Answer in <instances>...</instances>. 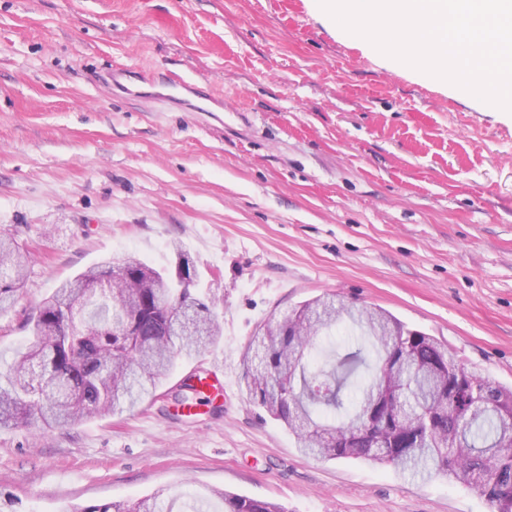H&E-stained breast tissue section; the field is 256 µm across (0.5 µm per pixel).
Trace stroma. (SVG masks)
<instances>
[{
  "mask_svg": "<svg viewBox=\"0 0 512 512\" xmlns=\"http://www.w3.org/2000/svg\"><path fill=\"white\" fill-rule=\"evenodd\" d=\"M116 67L207 80L223 125L108 88ZM30 286L0 357L59 283L190 256L217 345L152 399L66 428L0 429V512H70L161 488L286 512H491L476 489L300 452L253 404L242 356L303 302L379 307L512 388V113L376 54L315 0H0V232ZM225 391L178 412L188 377ZM224 512H285L278 504L224 492Z\"/></svg>",
  "mask_w": 512,
  "mask_h": 512,
  "instance_id": "1",
  "label": "stroma"
}]
</instances>
